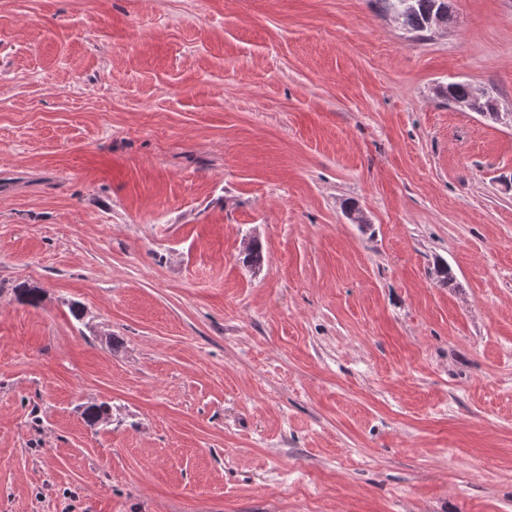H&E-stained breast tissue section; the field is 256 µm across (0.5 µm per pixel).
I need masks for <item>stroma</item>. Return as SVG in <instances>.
<instances>
[{
  "label": "stroma",
  "instance_id": "1",
  "mask_svg": "<svg viewBox=\"0 0 512 512\" xmlns=\"http://www.w3.org/2000/svg\"><path fill=\"white\" fill-rule=\"evenodd\" d=\"M448 10L0 0V512H512V126L438 95L512 112V0ZM383 15H392L414 33L448 24V0H372ZM438 94L444 100H448V104H453V102L463 104L465 109L477 112L495 122L505 119V113L499 112L497 99L493 92L487 91L478 95L467 82L448 83L447 86L440 89Z\"/></svg>",
  "mask_w": 512,
  "mask_h": 512
}]
</instances>
